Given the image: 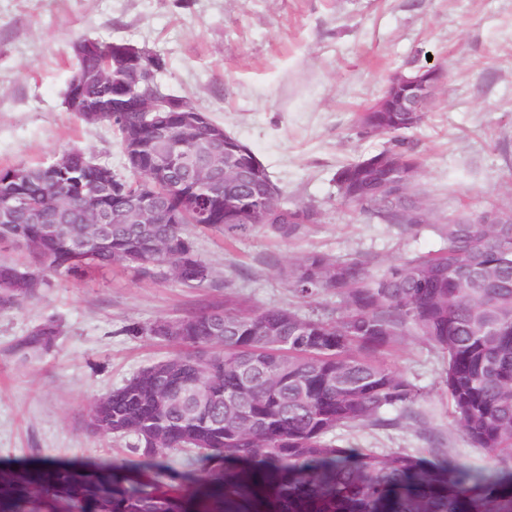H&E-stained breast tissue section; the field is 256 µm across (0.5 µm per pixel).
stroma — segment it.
<instances>
[{"instance_id":"stroma-1","label":"stroma","mask_w":512,"mask_h":512,"mask_svg":"<svg viewBox=\"0 0 512 512\" xmlns=\"http://www.w3.org/2000/svg\"><path fill=\"white\" fill-rule=\"evenodd\" d=\"M125 41L167 60L159 80L192 97L247 144L288 204L313 209L291 238L268 231L232 242L194 232L214 283L190 289L116 266L94 278H53L36 298L0 310V470L51 457L81 464L129 457V442L92 432L93 403L141 369L176 353L158 336L123 333L225 300L242 309L293 303L280 275L307 254L361 257L375 273L437 251L448 215L512 204V0H0V167L51 163L78 148L122 176L111 128L67 112L72 43ZM433 64L446 72L424 123L411 134L423 159L428 221L405 231L340 205L339 166L387 146L356 115L390 77ZM55 347L22 358L16 338L47 319ZM391 364L421 391L414 421L344 431L356 448L445 451L494 464L450 425L440 354L407 332Z\"/></svg>"}]
</instances>
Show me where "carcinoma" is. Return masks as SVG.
<instances>
[{"label": "carcinoma", "mask_w": 512, "mask_h": 512, "mask_svg": "<svg viewBox=\"0 0 512 512\" xmlns=\"http://www.w3.org/2000/svg\"><path fill=\"white\" fill-rule=\"evenodd\" d=\"M111 41L89 40L77 68L116 70ZM80 109L97 111L123 154H141L132 175L100 181L107 165L80 150L69 167L0 169V246L30 260L0 263V308L35 296L50 277L84 280L114 264L144 275L163 272L187 288L214 277L188 226L226 240L264 229L296 235L312 222L307 207L288 206L254 151L224 138V159L211 158L204 132L170 112L168 129L205 171L211 201L184 183L176 160L164 180L152 174L162 141L141 112L112 108V86L93 80ZM426 113L359 112L366 134L389 145L336 170L341 204L386 224L407 225L408 206L387 184L401 171H421L406 137ZM152 185L160 208L179 224H81L62 220L52 203L93 193L103 211L112 193L130 201ZM503 214L493 203L450 215L445 245L374 274L358 258L309 254L284 276L293 295L309 302L340 298L334 319L288 307L241 310L230 304L174 320L122 328L129 336H159L181 351L138 372L93 404L92 431L132 437L133 459L97 466L46 457L35 468L0 474V512H512V224H471ZM413 329L444 359L441 384L452 425L496 462L484 471L444 454L428 459L406 449L353 448L339 431L385 426L389 410L410 416L421 397L387 361ZM59 325L47 321L14 343L22 355L49 351ZM200 463L195 476L169 456Z\"/></svg>", "instance_id": "carcinoma-1"}]
</instances>
